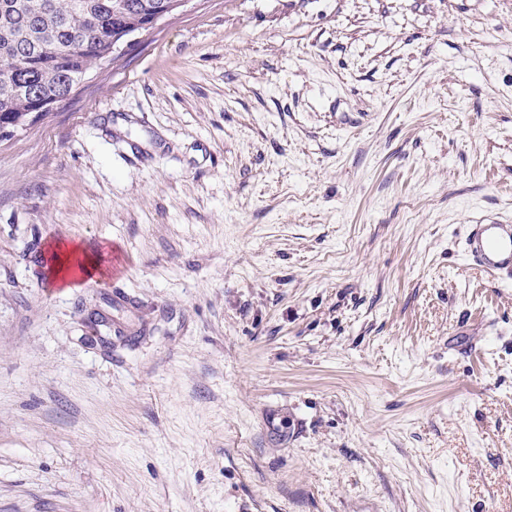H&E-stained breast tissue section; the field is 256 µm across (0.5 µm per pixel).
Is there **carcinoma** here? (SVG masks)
<instances>
[{"label": "carcinoma", "mask_w": 512, "mask_h": 512, "mask_svg": "<svg viewBox=\"0 0 512 512\" xmlns=\"http://www.w3.org/2000/svg\"><path fill=\"white\" fill-rule=\"evenodd\" d=\"M165 0H0V129H21L69 99L90 69L120 52V30L151 29Z\"/></svg>", "instance_id": "1"}]
</instances>
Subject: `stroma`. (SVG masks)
Wrapping results in <instances>:
<instances>
[{"mask_svg":"<svg viewBox=\"0 0 512 512\" xmlns=\"http://www.w3.org/2000/svg\"><path fill=\"white\" fill-rule=\"evenodd\" d=\"M490 211L512 0H187L0 137V512H512ZM463 248L469 263L490 276L512 279V221L487 216L469 224ZM57 271L62 273V279L75 267H78L84 275L93 276L96 272L103 274L101 257L96 253H90L85 248L67 245L62 248L56 244L53 250Z\"/></svg>","mask_w":512,"mask_h":512,"instance_id":"obj_1","label":"stroma"}]
</instances>
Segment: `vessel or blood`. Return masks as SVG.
<instances>
[{
  "label": "vessel or blood",
  "mask_w": 512,
  "mask_h": 512,
  "mask_svg": "<svg viewBox=\"0 0 512 512\" xmlns=\"http://www.w3.org/2000/svg\"><path fill=\"white\" fill-rule=\"evenodd\" d=\"M469 263L490 276L512 279V221L488 216L469 225L463 239Z\"/></svg>",
  "instance_id": "b4317fda"
}]
</instances>
